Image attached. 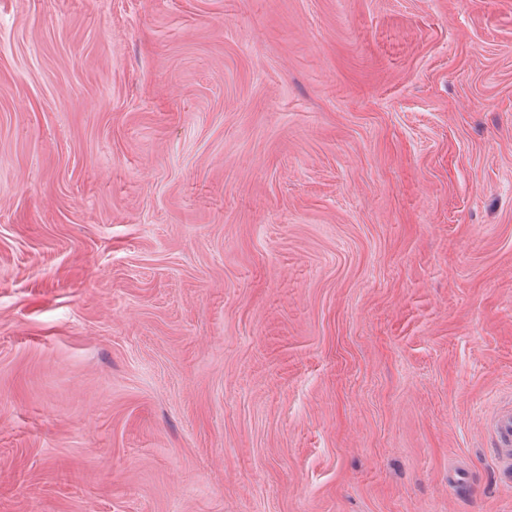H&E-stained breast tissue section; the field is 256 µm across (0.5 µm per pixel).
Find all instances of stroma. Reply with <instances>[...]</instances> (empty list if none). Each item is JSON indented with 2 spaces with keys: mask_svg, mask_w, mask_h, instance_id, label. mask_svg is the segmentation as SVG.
Returning <instances> with one entry per match:
<instances>
[{
  "mask_svg": "<svg viewBox=\"0 0 512 512\" xmlns=\"http://www.w3.org/2000/svg\"><path fill=\"white\" fill-rule=\"evenodd\" d=\"M509 407L512 0H0V512H512ZM493 432L499 443L501 459L507 467L512 463V409L501 412L493 423Z\"/></svg>",
  "mask_w": 512,
  "mask_h": 512,
  "instance_id": "obj_1",
  "label": "stroma"
}]
</instances>
